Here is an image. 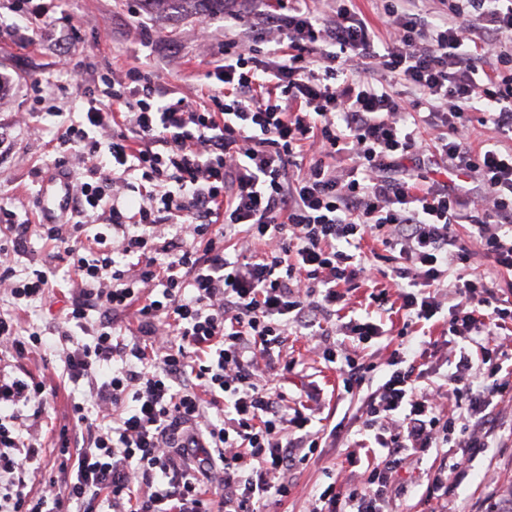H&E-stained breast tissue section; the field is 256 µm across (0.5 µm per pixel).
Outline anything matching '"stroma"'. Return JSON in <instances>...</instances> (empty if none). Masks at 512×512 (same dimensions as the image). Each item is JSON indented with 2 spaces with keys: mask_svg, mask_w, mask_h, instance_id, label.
Segmentation results:
<instances>
[{
  "mask_svg": "<svg viewBox=\"0 0 512 512\" xmlns=\"http://www.w3.org/2000/svg\"><path fill=\"white\" fill-rule=\"evenodd\" d=\"M62 5L65 18L79 34L71 55H64L39 23L34 24L33 40L26 47L0 36V72L12 79L8 94L0 95V136L12 143L11 152L0 157V201L14 206L20 218L33 224L46 220L41 208L42 189L45 178L56 173L58 137L64 130L62 116L82 111L81 92L93 77L147 65L166 86L198 103L205 72L223 62V10L199 15L188 7L158 11L144 6L134 16L128 0H62ZM36 76L67 85L68 91L54 101L59 115L43 116V131L33 136L27 134L22 118L32 101L30 80ZM70 287V282H61L52 305L35 302L17 311L22 326L44 330L45 341L57 343L53 319L67 304ZM288 350L303 360L304 367L280 379L282 389L296 397L313 385L324 397H331L341 384L339 374L310 352L306 337H290ZM54 368L61 373L62 362H55ZM59 381L58 392L49 397L40 419L42 439L48 446L53 445L71 401L83 400L88 394L86 383H71L62 373ZM498 413L499 428L487 451L461 464L463 475L449 500V512H491L512 486V402L503 403ZM344 461V450L336 448L296 470L290 476L291 494L282 504L271 505V512H302L306 498L327 485L329 475L337 474ZM432 463V457L427 456L405 465L400 474L404 492L392 499L390 512H427L421 497Z\"/></svg>",
  "mask_w": 512,
  "mask_h": 512,
  "instance_id": "stroma-1",
  "label": "stroma"
}]
</instances>
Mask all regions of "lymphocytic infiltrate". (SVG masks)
I'll return each instance as SVG.
<instances>
[{
	"label": "lymphocytic infiltrate",
	"instance_id": "obj_1",
	"mask_svg": "<svg viewBox=\"0 0 512 512\" xmlns=\"http://www.w3.org/2000/svg\"><path fill=\"white\" fill-rule=\"evenodd\" d=\"M438 2L427 15L385 0L381 37L356 0H332L326 15L310 0H224L235 33L206 74L207 104L174 97L149 68L104 73L86 89L55 161L90 162L73 220L33 226L0 203V255L23 254L38 235L77 283L56 346L0 312V512H96L102 501L108 512H263L287 499L292 470L354 430L346 460L365 464L362 480H333L306 512H384L400 470L434 448L424 502L440 512L457 451L484 453L496 407L512 400V300L494 282L512 272V152L467 141L475 122L512 140V0ZM6 3L21 44L59 9ZM358 59L401 78L414 99L348 79ZM411 112L432 140L411 129ZM131 173L149 186L135 200ZM107 196L111 231L85 248L83 219ZM241 232L244 251L228 254ZM374 234L392 269L370 299L380 309L397 300L394 334L372 316L337 314L372 270L361 243ZM476 254L490 268L471 276ZM56 277L55 265L21 278L0 264V290L18 305L50 301ZM441 312V336L409 351V331ZM292 335L337 365L343 396L360 397L347 423H319L318 394L293 399L275 386L301 364L287 354ZM383 337L395 344L385 361H362L357 345ZM456 339L468 348L454 371L428 382L426 351ZM7 355L59 358L69 380L88 384L89 402H72L59 430L54 474L43 473L35 419L55 378L16 374ZM215 473L218 500L199 481Z\"/></svg>",
	"mask_w": 512,
	"mask_h": 512
}]
</instances>
